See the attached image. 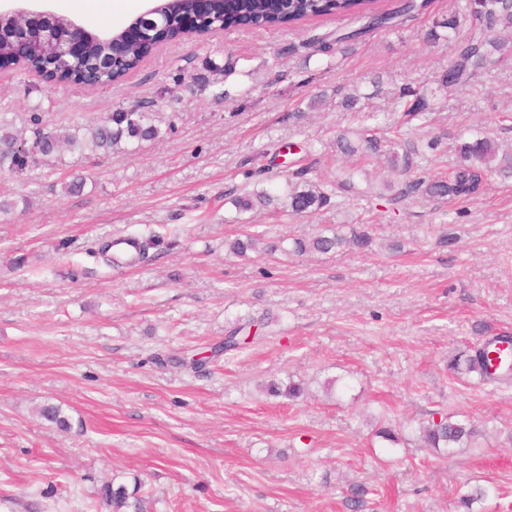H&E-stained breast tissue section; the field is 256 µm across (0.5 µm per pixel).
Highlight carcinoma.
<instances>
[{
  "label": "carcinoma",
  "mask_w": 512,
  "mask_h": 512,
  "mask_svg": "<svg viewBox=\"0 0 512 512\" xmlns=\"http://www.w3.org/2000/svg\"><path fill=\"white\" fill-rule=\"evenodd\" d=\"M424 7L425 3L418 4L416 0H405L400 9L394 12L381 10L377 0H282L276 11L269 0H215L214 3V11L224 14L226 29L243 22L289 25L331 15L349 16L360 22L358 28L336 36L333 42L313 39L314 48L306 56L308 60L317 55L330 56L334 46L355 41L370 31L389 27L394 24V19L408 17ZM462 20L469 22L468 33L455 43L454 57L448 69L436 79L444 87H467L478 73L503 60V47L497 34L500 29L512 30V0H464L461 11L434 23L426 35L427 41L437 43L450 39V33L457 30ZM151 51V43L142 42L131 46L124 57L111 60L106 47L96 40L86 54L62 64L61 77L76 86H85L90 82L108 86L136 68ZM54 57L53 45L41 40L27 51L21 68L50 79L54 73L48 68L53 66ZM401 107L408 116H424L433 111L424 92L415 94L410 101L401 102ZM31 122L33 139L28 141L16 136L10 131L9 123L0 120V170L19 173L35 160V155L48 156L61 143L92 157L102 152L115 153L130 147L138 148L158 139L161 134L148 113L135 110L108 112L92 127L64 132L57 129L42 132L41 120L37 116L32 117ZM396 145L394 140L374 135H366L356 144L345 138L337 140V147L348 155L362 151L387 156L391 170L405 175L414 169L413 151L405 150L399 154L395 151ZM454 150L459 163L448 177L437 178L422 172L398 187L388 201L396 203L411 197L427 202L461 201L481 193L491 173L512 174V155H499L498 145L489 136L460 137L454 144ZM309 172L308 167L292 171L280 193L261 187L249 194L235 196L230 202L240 213L280 203L288 214L304 216L330 206L335 192L355 188L352 171L336 176L334 181L320 183L308 179ZM372 243V237L365 231L355 230L347 236L332 230L328 234L320 232L308 239L294 240L293 251L298 254H324L344 245L363 251L369 249ZM257 244V238L247 235L231 243L230 252L245 257L248 252L257 249ZM499 340L500 337L496 336L486 341L472 354L466 351L457 353L449 360V368L457 373H475L481 381H489L487 366L490 348ZM39 415L61 430L69 427L68 417L59 405L44 404L39 408ZM479 435L480 431L474 425L443 414L440 419L432 418L419 427L420 440L426 447L434 449L452 451L472 448ZM105 498L112 512H125V508L129 507L130 494L123 485L106 489Z\"/></svg>",
  "instance_id": "cac0c4a2"
}]
</instances>
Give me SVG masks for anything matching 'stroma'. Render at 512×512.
I'll return each instance as SVG.
<instances>
[{"label": "stroma", "mask_w": 512, "mask_h": 512, "mask_svg": "<svg viewBox=\"0 0 512 512\" xmlns=\"http://www.w3.org/2000/svg\"><path fill=\"white\" fill-rule=\"evenodd\" d=\"M427 2L330 58L307 57L304 44L352 28L349 17L168 41L103 87L0 69L14 130L36 114L47 130L92 126L137 105L161 130L136 150L89 159L65 147L23 174L0 171L12 204L0 211V489L23 512H112L109 485L133 490L143 512H467L460 498L480 485L488 494L468 512H512V380L448 368L512 336V178L492 174L465 201L391 205L363 193L391 179L387 161L336 147L362 126L339 105L356 89L428 173L453 171L454 138L469 129L512 152V61L435 88L454 44L425 35L457 2ZM148 5L44 7L99 32ZM406 87L435 89L439 111L404 119L395 99ZM305 160L315 182L360 168L357 191L302 217L231 205ZM75 180L83 188L66 192ZM148 228L162 238L148 261L113 264L111 238ZM328 228L368 231L373 245L265 248ZM248 234L263 246L231 254ZM250 319L252 342L214 354ZM197 354L209 358L198 372ZM291 382L299 398L267 391ZM44 403L62 407L69 430L38 415ZM434 412L480 426L478 447L449 454L412 440ZM384 427L396 442L379 437Z\"/></svg>", "instance_id": "obj_1"}]
</instances>
